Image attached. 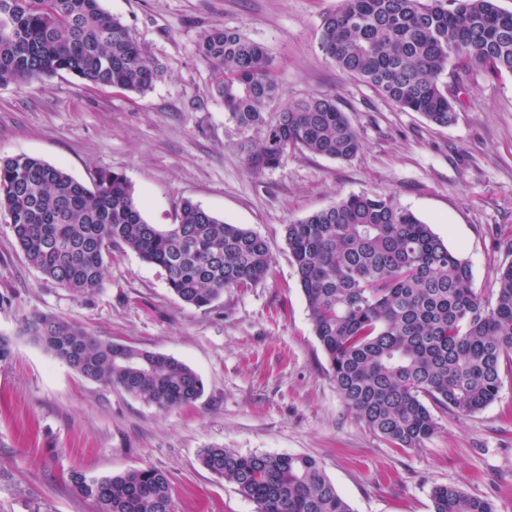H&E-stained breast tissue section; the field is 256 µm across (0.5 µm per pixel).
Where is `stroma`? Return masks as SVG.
<instances>
[{
    "label": "stroma",
    "mask_w": 512,
    "mask_h": 512,
    "mask_svg": "<svg viewBox=\"0 0 512 512\" xmlns=\"http://www.w3.org/2000/svg\"><path fill=\"white\" fill-rule=\"evenodd\" d=\"M337 0H101L160 76L138 95L84 85L69 73L0 86V158L26 154L92 184L123 175L147 222L174 223L182 200L238 224L269 246L272 271L211 307L182 303L163 272L113 249L104 288L77 296L27 263L0 218V512H95L71 472L107 477L152 466L171 481L174 512H255L236 487L198 462L200 449L315 458L353 512H431L437 485L461 487L512 512V373L484 410L436 411L424 447L399 450L349 411L328 371L297 284L284 226L349 194H380L410 210L467 260L490 296L512 250V75L469 68L446 127L403 112L319 49ZM238 30L273 57L283 101L335 95L362 149L343 162L291 152L251 170L245 133L229 122L197 55L202 32ZM62 317L99 339L162 352L189 365L204 393L162 411L83 378L20 329Z\"/></svg>",
    "instance_id": "obj_1"
}]
</instances>
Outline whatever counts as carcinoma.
<instances>
[{
  "label": "carcinoma",
  "instance_id": "cac0c4a2",
  "mask_svg": "<svg viewBox=\"0 0 512 512\" xmlns=\"http://www.w3.org/2000/svg\"><path fill=\"white\" fill-rule=\"evenodd\" d=\"M320 48L342 72L404 112L446 127L455 102L448 66L512 74V12L498 0H339L322 22ZM214 73L228 120L253 132L254 170L290 152L350 161L355 127L331 94L285 105L267 49L239 31L212 28L197 43ZM60 71L93 87L149 91L159 69L100 0H0V86ZM0 215L29 264L77 295L104 287L105 257L126 247L160 268L172 293L195 308L224 291L250 288L271 270L267 242L190 199L177 222L148 223L120 174L88 187L37 157L0 159ZM312 330L336 390L355 416L400 450L436 431L431 407L472 415L497 396L512 364V263L499 269L495 300L472 287L469 263L412 212L383 195L350 194L284 228ZM23 332L82 377L117 387L160 410L194 404L201 377L166 354L90 335L48 314ZM203 468L237 487L257 512H352L320 464L302 455L199 453ZM96 512H173L168 477L146 467L116 476L71 474ZM432 512H493L457 486L431 491Z\"/></svg>",
  "mask_w": 512,
  "mask_h": 512
}]
</instances>
